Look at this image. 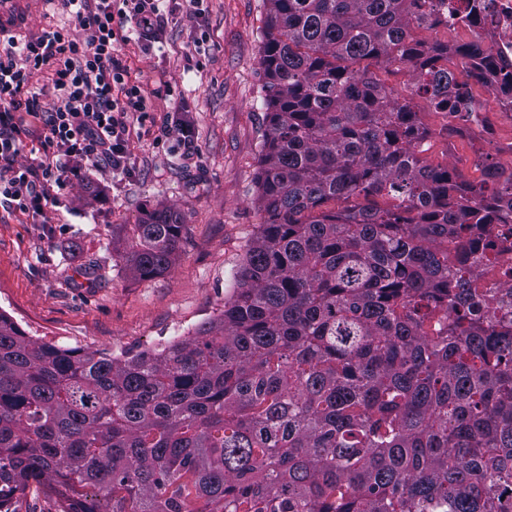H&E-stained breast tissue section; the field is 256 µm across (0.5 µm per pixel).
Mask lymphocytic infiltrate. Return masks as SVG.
<instances>
[{
	"mask_svg": "<svg viewBox=\"0 0 512 512\" xmlns=\"http://www.w3.org/2000/svg\"><path fill=\"white\" fill-rule=\"evenodd\" d=\"M70 20L32 42L0 39V206L42 217L56 190L88 168L127 173L128 141L147 99L131 78L125 48L150 51L164 18L201 19L204 0H62ZM84 31L76 39L73 28ZM52 73L57 102L42 103L30 76ZM39 126L42 155L18 163L31 126Z\"/></svg>",
	"mask_w": 512,
	"mask_h": 512,
	"instance_id": "obj_1",
	"label": "lymphocytic infiltrate"
}]
</instances>
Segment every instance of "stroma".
Segmentation results:
<instances>
[{
    "instance_id": "obj_1",
    "label": "stroma",
    "mask_w": 512,
    "mask_h": 512,
    "mask_svg": "<svg viewBox=\"0 0 512 512\" xmlns=\"http://www.w3.org/2000/svg\"><path fill=\"white\" fill-rule=\"evenodd\" d=\"M208 42L165 23L149 53L127 49L148 117L132 128L130 171L68 182L45 223L0 210V311L41 343L117 353L158 348L224 309L264 213L255 176L266 127L259 65L263 0H205ZM186 123L191 147L171 124ZM183 217L178 257L133 278L121 256L144 211Z\"/></svg>"
}]
</instances>
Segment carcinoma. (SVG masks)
<instances>
[{
	"instance_id": "obj_1",
	"label": "carcinoma",
	"mask_w": 512,
	"mask_h": 512,
	"mask_svg": "<svg viewBox=\"0 0 512 512\" xmlns=\"http://www.w3.org/2000/svg\"><path fill=\"white\" fill-rule=\"evenodd\" d=\"M428 0H265V214L224 310L154 350L39 343L0 312V512L32 481L59 512H512V321L495 208L422 157L412 98L353 65L408 66L434 112L448 46ZM178 211L132 225L138 278L173 265ZM487 308L488 322L473 316Z\"/></svg>"
}]
</instances>
